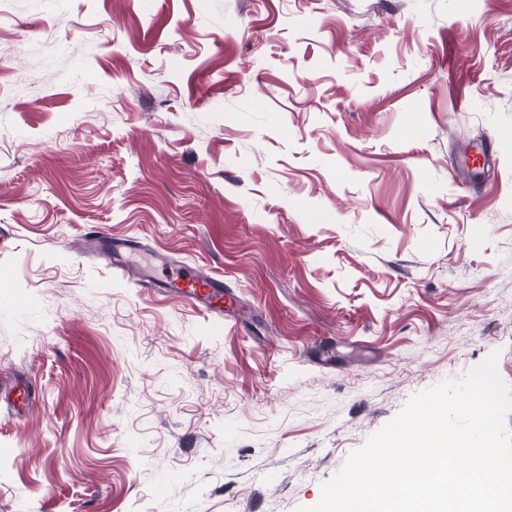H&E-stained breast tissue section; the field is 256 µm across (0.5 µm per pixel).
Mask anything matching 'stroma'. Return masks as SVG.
I'll return each mask as SVG.
<instances>
[{"instance_id": "35a3bbf8", "label": "stroma", "mask_w": 512, "mask_h": 512, "mask_svg": "<svg viewBox=\"0 0 512 512\" xmlns=\"http://www.w3.org/2000/svg\"><path fill=\"white\" fill-rule=\"evenodd\" d=\"M505 131L512 0H0V512H295L413 395L512 384ZM96 252L99 256L109 260L113 270L123 275L131 266H138L142 269L141 251L137 245L133 243L121 242L112 244V241H107L106 245L97 248ZM117 254H119L121 258H116ZM186 273L165 282V288H175L184 296L199 305L202 310L233 307V300L224 297V282L218 278L203 275L192 268L184 267Z\"/></svg>"}]
</instances>
